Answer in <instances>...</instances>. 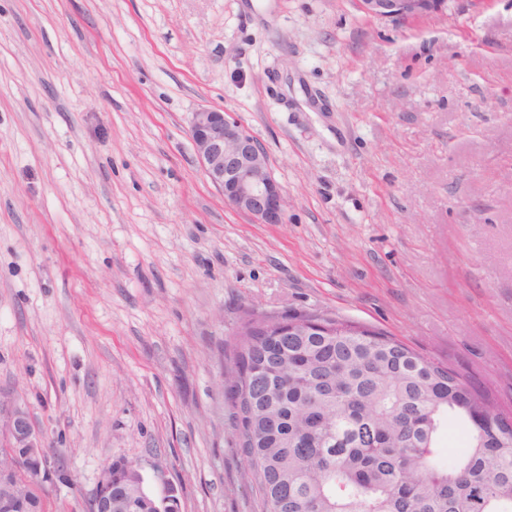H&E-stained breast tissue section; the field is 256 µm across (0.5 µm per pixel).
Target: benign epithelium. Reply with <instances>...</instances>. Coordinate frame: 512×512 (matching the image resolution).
<instances>
[{
  "instance_id": "benign-epithelium-1",
  "label": "benign epithelium",
  "mask_w": 512,
  "mask_h": 512,
  "mask_svg": "<svg viewBox=\"0 0 512 512\" xmlns=\"http://www.w3.org/2000/svg\"><path fill=\"white\" fill-rule=\"evenodd\" d=\"M358 10L374 19H414L440 14L447 0H356ZM190 136L210 181L224 195V202L250 215L260 224H281L287 201L273 177L265 152L257 139L222 109L203 108L193 113ZM0 434L9 446L0 453L13 459L0 467V512H11L26 495L19 471L37 475L49 461L42 437L35 431L29 413L17 402L0 399ZM156 512H178L175 490L168 488L153 497ZM94 512H112V483L100 482L92 498Z\"/></svg>"
}]
</instances>
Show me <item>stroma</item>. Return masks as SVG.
<instances>
[{
    "label": "stroma",
    "instance_id": "stroma-1",
    "mask_svg": "<svg viewBox=\"0 0 512 512\" xmlns=\"http://www.w3.org/2000/svg\"><path fill=\"white\" fill-rule=\"evenodd\" d=\"M202 108L258 140L284 223L225 203ZM285 312L512 404V0H0V397L44 440V512H88L117 459L180 512H260L222 372ZM447 0H356L358 10L374 19H414L441 14Z\"/></svg>",
    "mask_w": 512,
    "mask_h": 512
}]
</instances>
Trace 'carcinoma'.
<instances>
[{
    "mask_svg": "<svg viewBox=\"0 0 512 512\" xmlns=\"http://www.w3.org/2000/svg\"><path fill=\"white\" fill-rule=\"evenodd\" d=\"M296 320L286 336L250 319L228 371L230 422L262 512H512V413L449 363L384 332L336 317ZM454 421L465 448L437 462ZM112 467V506L143 482Z\"/></svg>",
    "mask_w": 512,
    "mask_h": 512,
    "instance_id": "obj_1",
    "label": "carcinoma"
}]
</instances>
